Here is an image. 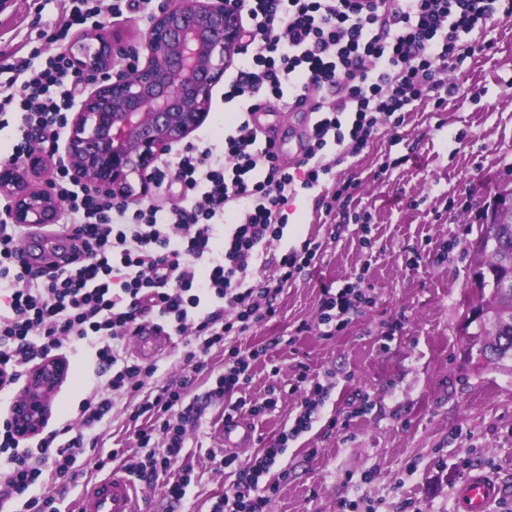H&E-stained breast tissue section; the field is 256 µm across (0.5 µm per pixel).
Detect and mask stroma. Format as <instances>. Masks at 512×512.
Listing matches in <instances>:
<instances>
[{
  "label": "stroma",
  "instance_id": "obj_1",
  "mask_svg": "<svg viewBox=\"0 0 512 512\" xmlns=\"http://www.w3.org/2000/svg\"><path fill=\"white\" fill-rule=\"evenodd\" d=\"M57 0H0V55L24 57L38 45L42 24L58 16ZM488 47L448 73L460 91L446 107L433 101L405 115L402 140L376 141L336 165L339 180L359 181L351 208L371 214V247L342 211L317 215L301 193L288 203L283 245L316 238L317 270L296 274L277 299V314L257 325L243 345L265 348L246 387L251 399L277 396L274 411L252 419L255 442L238 449L247 462L298 412L299 364L331 374L333 386L312 429L289 442L271 472L280 484L270 512H457V491L470 470L483 469L501 493L490 512H512V364L476 366L464 357L463 329L475 288L470 242L502 179L512 176V19L492 23ZM408 155L382 180L372 174L385 157ZM447 248L434 265L429 252ZM364 275L375 301L348 326L327 336L318 321L321 282ZM403 328L393 340L384 332ZM308 331H301V324ZM71 372L58 390L50 428L75 422L84 393L103 386L93 349L66 354ZM367 409L353 414L361 397ZM97 426V452L132 448L128 400L115 396ZM224 404L204 405L189 429L179 465L191 469L182 502L160 484L146 488V512H209L234 475L219 468Z\"/></svg>",
  "mask_w": 512,
  "mask_h": 512
}]
</instances>
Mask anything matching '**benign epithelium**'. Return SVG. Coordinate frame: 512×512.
<instances>
[{
  "mask_svg": "<svg viewBox=\"0 0 512 512\" xmlns=\"http://www.w3.org/2000/svg\"><path fill=\"white\" fill-rule=\"evenodd\" d=\"M243 18L238 0H169L142 32L132 70L120 62L121 51L112 40L74 34L63 49L73 68L100 75L68 123L61 157L74 178L131 202L153 197L151 174L158 159L206 121L213 89L241 50ZM28 168L47 170L40 153L21 163L0 164V194L9 200V219L14 224H53L61 200L50 178L30 183ZM68 375L66 361L57 356L31 368L29 397L8 415L17 438L39 432Z\"/></svg>",
  "mask_w": 512,
  "mask_h": 512,
  "instance_id": "benign-epithelium-1",
  "label": "benign epithelium"
}]
</instances>
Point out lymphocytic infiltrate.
<instances>
[{"label": "lymphocytic infiltrate", "instance_id": "obj_1", "mask_svg": "<svg viewBox=\"0 0 512 512\" xmlns=\"http://www.w3.org/2000/svg\"><path fill=\"white\" fill-rule=\"evenodd\" d=\"M153 0H61V11L41 38L63 43L69 32L105 14L114 22L150 17ZM251 23L250 48L242 49L224 92L238 106L219 143H187L160 159L156 187H177L175 203L162 207L104 197L76 181L59 157L66 113L75 105L83 75L64 53L45 56L32 47L22 64L1 65L11 79L0 86V112L18 113L19 134L7 161L42 152L54 158L53 187L82 241L83 258L43 275L18 251L23 225L11 223L0 200V393L10 394L30 364L62 348L90 346L97 375L106 379L79 405L78 425L47 432L36 451H23L10 423L0 424V502L10 512H61L53 485L84 475L79 459L87 432L111 411L114 394L134 400L128 415L137 448H114L109 461L137 481H163L164 492L182 501L190 470L172 475L188 427L203 415L188 394L197 376L211 369V354L224 355V370L206 398L224 400V415L259 416L275 410L276 398L245 396L253 364L265 348L242 346L240 336L275 316V301L295 275L317 267L321 244L314 238L291 245L276 261L275 276L256 275L271 245L281 242L286 206L298 191H315L316 210L350 203L354 181H338L333 167L360 155L377 139L398 144L403 112L441 92L442 75L486 48L488 25L512 17L500 0H240ZM313 100L316 117L305 152L294 166L282 164L251 125L252 112L272 103L285 107ZM319 321L330 333L373 304L361 282L321 283ZM183 340L186 373L177 385H157L152 362L131 360L122 343L145 321ZM303 393L291 426L247 464L222 455L234 482L216 496L210 512H268L279 484L270 473L290 440L319 418L328 388L300 366Z\"/></svg>", "mask_w": 512, "mask_h": 512}]
</instances>
